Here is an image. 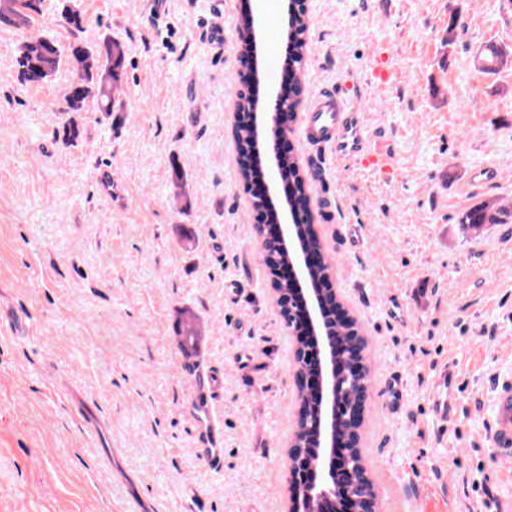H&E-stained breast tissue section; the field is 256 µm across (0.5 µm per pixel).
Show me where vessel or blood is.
I'll use <instances>...</instances> for the list:
<instances>
[{
  "label": "vessel or blood",
  "instance_id": "vessel-or-blood-1",
  "mask_svg": "<svg viewBox=\"0 0 512 512\" xmlns=\"http://www.w3.org/2000/svg\"><path fill=\"white\" fill-rule=\"evenodd\" d=\"M306 139L328 149L338 159H355L368 165L383 164L387 151L374 143L360 114L331 93L319 97L304 128ZM192 373L196 386L195 407L203 436L202 457L210 464L224 458V421L217 416L213 400L220 387L218 374L194 360ZM494 451L504 463L512 462V378L503 380L494 400Z\"/></svg>",
  "mask_w": 512,
  "mask_h": 512
}]
</instances>
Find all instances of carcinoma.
I'll list each match as a JSON object with an SVG mask.
<instances>
[{
  "mask_svg": "<svg viewBox=\"0 0 512 512\" xmlns=\"http://www.w3.org/2000/svg\"><path fill=\"white\" fill-rule=\"evenodd\" d=\"M43 0H0V23L16 29L32 27L42 15ZM296 42L297 63L303 65L308 52L304 35L307 23L296 15L291 24ZM127 48L124 43L106 36L102 42L89 45L76 40L62 48L57 41L46 35L32 36L22 42L15 55L18 79L25 84L40 85L53 80L65 68L71 75L83 79L80 86L69 85L64 96L63 111L70 114L64 125L63 143L72 145L80 137L76 116L93 108L108 115L119 110L116 92L121 87ZM507 65L506 54L496 48H487L479 57L478 70L494 74ZM278 175L283 179L300 182L302 169L299 162L288 156L280 160ZM512 220V212L488 202L468 209L458 216V223L474 230L484 224H506Z\"/></svg>",
  "mask_w": 512,
  "mask_h": 512,
  "instance_id": "cac0c4a2",
  "label": "carcinoma"
}]
</instances>
